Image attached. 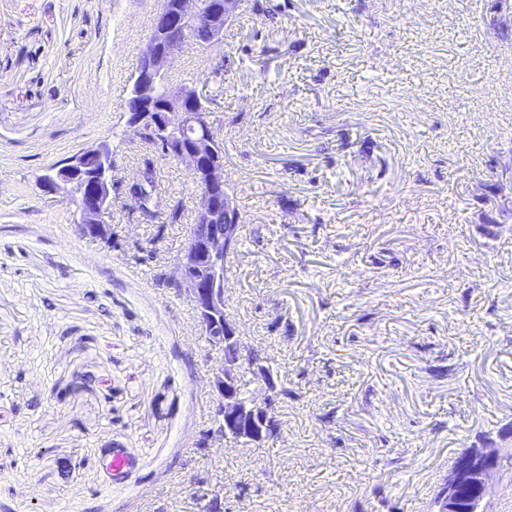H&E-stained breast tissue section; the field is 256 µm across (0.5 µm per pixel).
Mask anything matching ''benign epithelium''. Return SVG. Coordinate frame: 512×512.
<instances>
[{"mask_svg": "<svg viewBox=\"0 0 512 512\" xmlns=\"http://www.w3.org/2000/svg\"><path fill=\"white\" fill-rule=\"evenodd\" d=\"M241 0H167L154 15L150 35L125 104L126 126L133 141H151L158 154L185 165L196 180L197 206L192 232L173 264L161 269L160 285L194 302L200 328L224 350L222 362L212 370L211 384L220 403L217 427L203 443L230 435L246 445L263 443L279 434L278 397L270 370L258 351L244 345L226 314L224 258L237 234L239 217L224 191V135L205 93L195 83L168 81L172 60L197 32L207 30L214 48L223 42L224 24L238 15ZM167 87L163 100L157 89ZM112 146L102 142L85 150L44 178L53 192L71 187L78 194L76 229L80 236L112 242ZM140 212L165 217L155 191L151 168L142 169L127 186ZM243 365H248L268 389L259 400L244 402L235 390ZM499 448H469L461 453L446 485L437 497L438 512H484L488 484L498 467Z\"/></svg>", "mask_w": 512, "mask_h": 512, "instance_id": "benign-epithelium-1", "label": "benign epithelium"}]
</instances>
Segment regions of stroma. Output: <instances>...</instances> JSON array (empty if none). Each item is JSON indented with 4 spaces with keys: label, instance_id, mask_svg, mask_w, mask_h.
<instances>
[{
    "label": "stroma",
    "instance_id": "obj_1",
    "mask_svg": "<svg viewBox=\"0 0 512 512\" xmlns=\"http://www.w3.org/2000/svg\"><path fill=\"white\" fill-rule=\"evenodd\" d=\"M252 3L170 80H206L239 215L228 316L288 396L274 439L207 448L223 353L154 280L195 186L155 159L176 224L120 191L162 0H0V512H203L198 477L230 512H435L483 443L486 512H512V0ZM105 140L108 244L40 184Z\"/></svg>",
    "mask_w": 512,
    "mask_h": 512
}]
</instances>
